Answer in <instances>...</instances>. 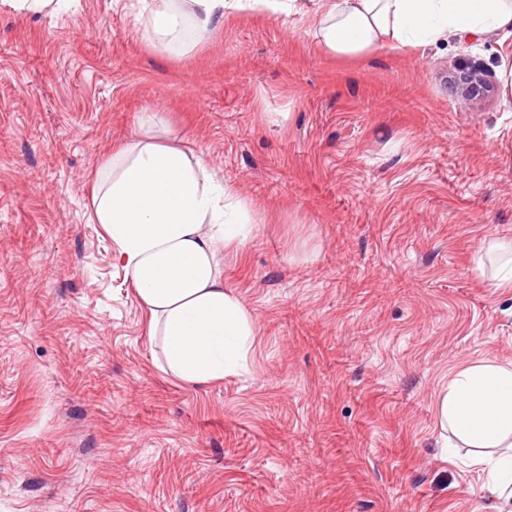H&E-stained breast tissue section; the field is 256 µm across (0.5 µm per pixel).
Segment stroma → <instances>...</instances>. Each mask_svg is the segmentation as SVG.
<instances>
[{"instance_id":"1","label":"stroma","mask_w":512,"mask_h":512,"mask_svg":"<svg viewBox=\"0 0 512 512\" xmlns=\"http://www.w3.org/2000/svg\"><path fill=\"white\" fill-rule=\"evenodd\" d=\"M147 8L0 2V512H495L437 394L512 361V291L471 263L512 238V106L448 81L512 33L339 59L245 10L173 56ZM147 112L259 217L224 252L251 350L206 385L162 370L92 219ZM14 12L20 14L52 13L61 0H10Z\"/></svg>"}]
</instances>
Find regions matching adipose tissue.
I'll use <instances>...</instances> for the list:
<instances>
[{
    "instance_id": "obj_1",
    "label": "adipose tissue",
    "mask_w": 512,
    "mask_h": 512,
    "mask_svg": "<svg viewBox=\"0 0 512 512\" xmlns=\"http://www.w3.org/2000/svg\"><path fill=\"white\" fill-rule=\"evenodd\" d=\"M244 8L279 16L298 0H154L143 35L180 54ZM318 46L358 58L445 35L485 37L512 27V0H309ZM94 219L114 245L159 337L165 371L190 385L233 373L251 349L253 326L224 287L220 255L242 244L256 220L243 199L208 172L202 156L148 136L122 147L95 187ZM491 287L512 291V240L494 239L475 258ZM444 448L473 449L472 466L499 508L512 503V362L477 360L438 395Z\"/></svg>"
}]
</instances>
